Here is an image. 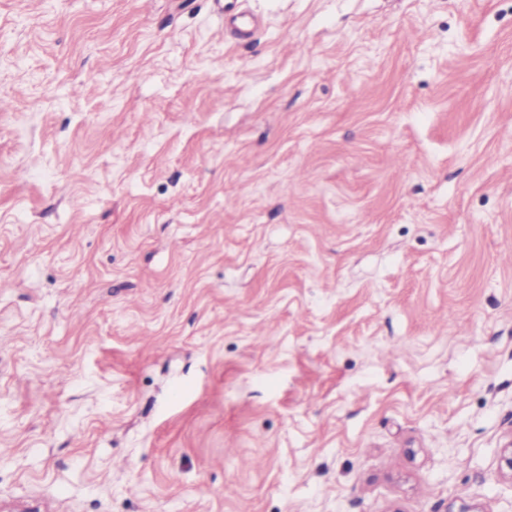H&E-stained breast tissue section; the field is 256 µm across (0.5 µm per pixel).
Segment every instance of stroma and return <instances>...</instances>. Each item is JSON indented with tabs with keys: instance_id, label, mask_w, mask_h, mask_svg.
I'll use <instances>...</instances> for the list:
<instances>
[{
	"instance_id": "obj_1",
	"label": "stroma",
	"mask_w": 512,
	"mask_h": 512,
	"mask_svg": "<svg viewBox=\"0 0 512 512\" xmlns=\"http://www.w3.org/2000/svg\"><path fill=\"white\" fill-rule=\"evenodd\" d=\"M1 99L0 512H512V0H0Z\"/></svg>"
}]
</instances>
